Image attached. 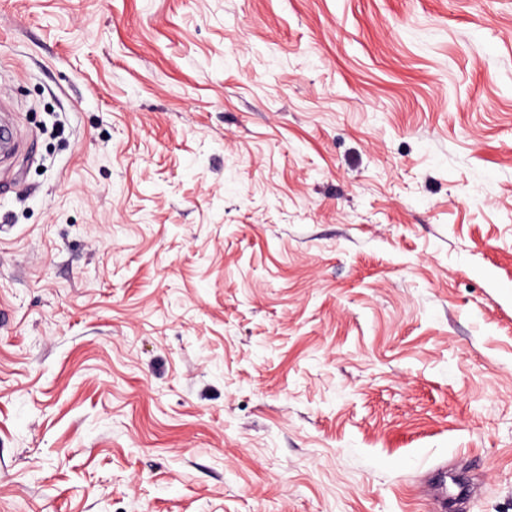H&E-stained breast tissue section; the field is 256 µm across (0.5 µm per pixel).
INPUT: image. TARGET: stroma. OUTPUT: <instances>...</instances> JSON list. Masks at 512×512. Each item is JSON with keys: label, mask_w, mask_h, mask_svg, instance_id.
<instances>
[{"label": "stroma", "mask_w": 512, "mask_h": 512, "mask_svg": "<svg viewBox=\"0 0 512 512\" xmlns=\"http://www.w3.org/2000/svg\"><path fill=\"white\" fill-rule=\"evenodd\" d=\"M0 512H512V0H0Z\"/></svg>", "instance_id": "35a3bbf8"}]
</instances>
